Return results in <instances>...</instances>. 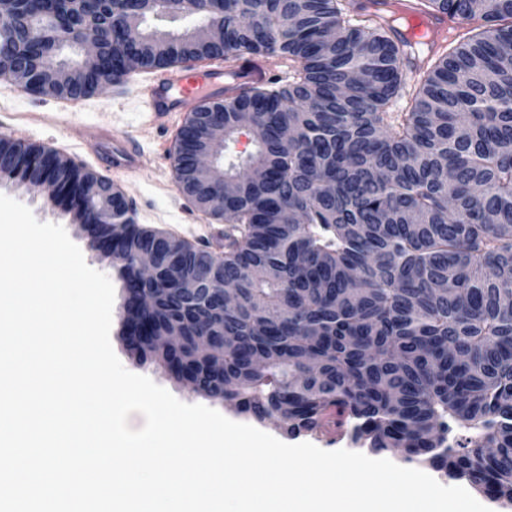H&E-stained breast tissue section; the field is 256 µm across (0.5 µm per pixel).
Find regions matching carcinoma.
I'll return each mask as SVG.
<instances>
[{
    "label": "carcinoma",
    "instance_id": "1",
    "mask_svg": "<svg viewBox=\"0 0 512 512\" xmlns=\"http://www.w3.org/2000/svg\"><path fill=\"white\" fill-rule=\"evenodd\" d=\"M421 12L479 21L480 30L439 53L425 37L405 38L396 11L371 25L345 0H223L224 45L173 27L189 0H16L0 45V77L11 63L33 69L77 61L70 36L106 33L122 18V39L140 68L244 54H278L297 64L284 86L271 81L189 113L177 137L175 179L195 207L214 210L218 187L203 181L188 153L227 158L235 189L224 223V253L175 244L179 266L211 259L242 300L224 316L174 292L158 293L154 333L179 328L201 391L235 403L291 433L317 432L328 410L374 452L402 448L512 503V0H418ZM165 22L150 27L145 19ZM427 48L406 112L404 66ZM112 73L89 71L73 87L33 92L57 99L95 93L131 73L118 47ZM224 112V144L205 122ZM247 128L254 149L226 156ZM45 151L0 137V169L40 177ZM62 209L75 208L96 238L110 227L86 189L98 176L69 159L48 161ZM153 233L130 224L117 271L134 276ZM224 327V374L194 337Z\"/></svg>",
    "mask_w": 512,
    "mask_h": 512
}]
</instances>
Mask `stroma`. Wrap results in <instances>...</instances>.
Here are the masks:
<instances>
[{
  "mask_svg": "<svg viewBox=\"0 0 512 512\" xmlns=\"http://www.w3.org/2000/svg\"><path fill=\"white\" fill-rule=\"evenodd\" d=\"M142 77L139 71L128 76L129 92L123 99H113L112 88L107 85L85 98L82 109L77 112L66 110L64 100L42 97L13 81L0 79V135L57 152L97 173L101 167L82 138L84 127L107 123L135 134L142 146V168L137 173L124 176L121 187L135 222L149 229L170 233L195 247L221 252L228 224L223 219L197 210L179 190L170 153L164 148L166 142L176 140L183 121L177 117L163 118L151 125L143 123V105L134 92ZM0 194L29 207L38 221L62 225L70 239L81 248L86 263L110 278L115 291L114 303L122 305L125 291L117 271L88 248L86 239L69 216L64 215L59 207L48 203L37 189L17 180L0 181ZM110 340L128 371L149 377L184 403L215 409L232 421L255 426L288 444L309 442L329 451L347 449L362 453L366 450L365 445L354 442L346 435L337 436L335 441L330 442L316 432L289 434L277 419L261 422L229 403L212 400L195 392L190 385L177 380L162 364L138 361L122 336L120 322H113Z\"/></svg>",
  "mask_w": 512,
  "mask_h": 512,
  "instance_id": "stroma-1",
  "label": "stroma"
}]
</instances>
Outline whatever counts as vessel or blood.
<instances>
[{
	"mask_svg": "<svg viewBox=\"0 0 512 512\" xmlns=\"http://www.w3.org/2000/svg\"><path fill=\"white\" fill-rule=\"evenodd\" d=\"M461 24L460 18L437 14L426 17L423 28L431 41L439 45ZM226 70L224 61L216 59L181 63L153 74L137 89L146 105V121L177 117L202 104L223 99ZM85 139L95 157L111 170L113 178L139 169L142 152L134 135L99 125L86 128Z\"/></svg>",
	"mask_w": 512,
	"mask_h": 512,
	"instance_id": "obj_1",
	"label": "vessel or blood"
}]
</instances>
